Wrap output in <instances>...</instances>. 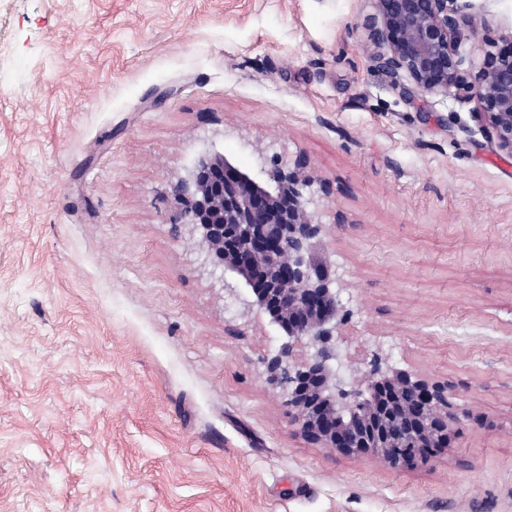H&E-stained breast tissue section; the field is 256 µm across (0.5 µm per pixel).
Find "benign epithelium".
Wrapping results in <instances>:
<instances>
[{
    "mask_svg": "<svg viewBox=\"0 0 512 512\" xmlns=\"http://www.w3.org/2000/svg\"><path fill=\"white\" fill-rule=\"evenodd\" d=\"M369 40L375 68L408 93L476 101L497 147L512 155V32L481 35L483 24L458 0H374ZM472 40L479 62L461 51ZM259 172L243 171L219 152H204L172 187L175 228L200 249L202 265L221 267L260 288L250 309L267 313L287 341L262 359L266 383L281 393L292 422L311 444L341 456H372L395 470L427 464L448 444L456 416L453 385L400 369L378 344L365 351L362 377L336 369L342 326L340 276L323 253L315 214L325 183L307 158L270 155L259 145Z\"/></svg>",
    "mask_w": 512,
    "mask_h": 512,
    "instance_id": "1",
    "label": "benign epithelium"
}]
</instances>
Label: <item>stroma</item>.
I'll return each mask as SVG.
<instances>
[{
	"label": "stroma",
	"mask_w": 512,
	"mask_h": 512,
	"mask_svg": "<svg viewBox=\"0 0 512 512\" xmlns=\"http://www.w3.org/2000/svg\"><path fill=\"white\" fill-rule=\"evenodd\" d=\"M373 0H0V512H512V155L366 48ZM306 155L343 373L451 382L435 461L298 434L244 313L173 228L219 151Z\"/></svg>",
	"instance_id": "1"
}]
</instances>
